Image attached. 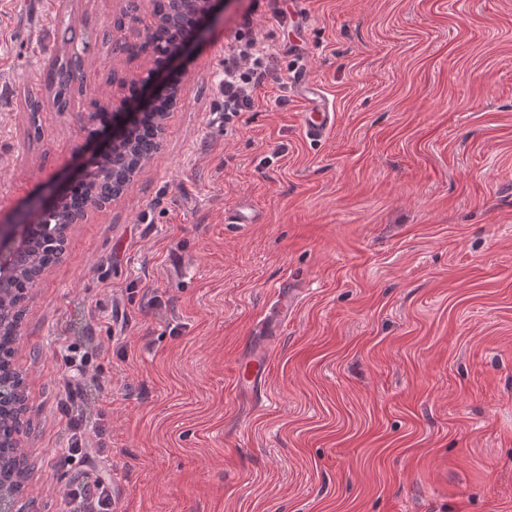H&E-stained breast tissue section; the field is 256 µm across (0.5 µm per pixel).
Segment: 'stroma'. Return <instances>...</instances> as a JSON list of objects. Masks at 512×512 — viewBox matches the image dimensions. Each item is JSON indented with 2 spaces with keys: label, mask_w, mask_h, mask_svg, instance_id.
I'll return each mask as SVG.
<instances>
[{
  "label": "stroma",
  "mask_w": 512,
  "mask_h": 512,
  "mask_svg": "<svg viewBox=\"0 0 512 512\" xmlns=\"http://www.w3.org/2000/svg\"><path fill=\"white\" fill-rule=\"evenodd\" d=\"M247 19L281 76L325 88V138L273 81L225 127L216 85ZM153 21L152 0L0 7V216L107 144L89 112L126 111L154 66L112 43L141 47ZM68 25L93 36L61 111L44 76ZM174 79L159 153L30 291L36 512L104 472L114 512H512V0H226ZM235 208L260 223H225ZM283 286L292 317L254 338ZM68 343L88 357L70 387ZM261 345L255 398L233 370ZM75 432L93 464H64Z\"/></svg>",
  "instance_id": "35a3bbf8"
}]
</instances>
